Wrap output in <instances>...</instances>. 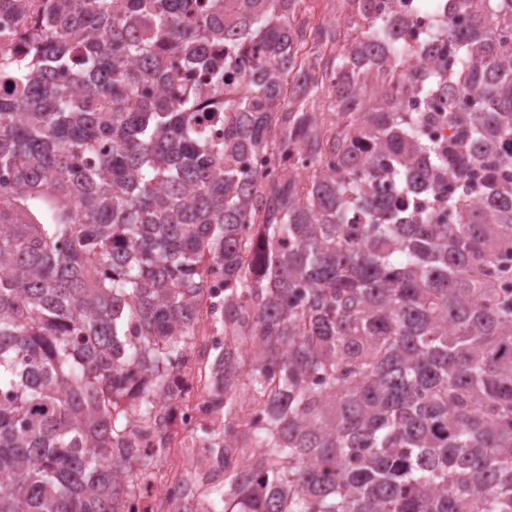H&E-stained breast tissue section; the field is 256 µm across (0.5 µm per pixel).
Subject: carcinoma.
<instances>
[{"label": "carcinoma", "mask_w": 512, "mask_h": 512, "mask_svg": "<svg viewBox=\"0 0 512 512\" xmlns=\"http://www.w3.org/2000/svg\"><path fill=\"white\" fill-rule=\"evenodd\" d=\"M348 2L327 56L296 0H0V512L151 484L128 438H163L206 302L224 477L183 512H512V0H418L457 65L429 49L448 96L410 113L417 73L366 76L411 46ZM211 46L220 85L182 72Z\"/></svg>", "instance_id": "obj_1"}]
</instances>
